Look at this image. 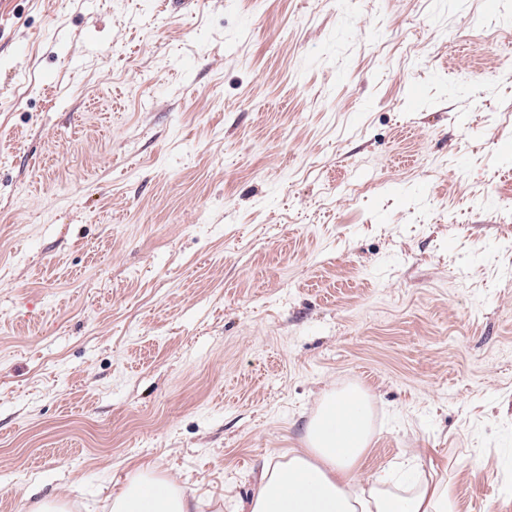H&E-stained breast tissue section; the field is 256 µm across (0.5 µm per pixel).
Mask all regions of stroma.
<instances>
[{"label": "stroma", "instance_id": "obj_1", "mask_svg": "<svg viewBox=\"0 0 512 512\" xmlns=\"http://www.w3.org/2000/svg\"><path fill=\"white\" fill-rule=\"evenodd\" d=\"M350 387L512 512V0H0V512H239ZM164 483V489L158 485ZM195 506L174 483L160 482L148 471L141 472L133 484L112 498L113 512H193Z\"/></svg>", "mask_w": 512, "mask_h": 512}]
</instances>
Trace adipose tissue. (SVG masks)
Instances as JSON below:
<instances>
[{
  "label": "adipose tissue",
  "mask_w": 512,
  "mask_h": 512,
  "mask_svg": "<svg viewBox=\"0 0 512 512\" xmlns=\"http://www.w3.org/2000/svg\"><path fill=\"white\" fill-rule=\"evenodd\" d=\"M347 407L340 422L338 408ZM371 440L368 397L349 388L328 395L322 411L306 426V446L267 460L244 512H453L454 497L436 472H416L406 487L383 473L367 487L354 473ZM195 506L174 483L159 484L141 472L112 498V512H194Z\"/></svg>",
  "instance_id": "1"
}]
</instances>
